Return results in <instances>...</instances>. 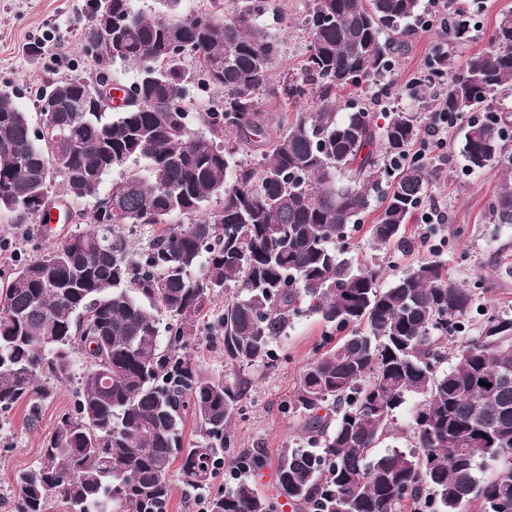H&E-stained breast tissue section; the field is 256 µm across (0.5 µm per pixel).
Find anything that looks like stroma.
I'll list each match as a JSON object with an SVG mask.
<instances>
[{"label": "stroma", "mask_w": 512, "mask_h": 512, "mask_svg": "<svg viewBox=\"0 0 512 512\" xmlns=\"http://www.w3.org/2000/svg\"><path fill=\"white\" fill-rule=\"evenodd\" d=\"M274 12L265 19L267 30L282 41L281 58L272 72L266 90L259 97V110L272 126L284 119L280 94L285 75L300 71L308 34L301 19L308 0H272ZM85 0H0V92L9 93L26 112L32 128H39L41 115L37 93L48 81L70 74L94 76L95 64L84 53L80 28L84 22ZM512 11V0H479L473 15L476 25L468 43L459 45L439 35L437 29L414 24L403 55L395 57L391 76L382 94L364 89L358 94L342 91L337 95L339 113L366 107L374 122H382L384 112L406 108L427 119L438 104L427 95L411 89L412 79L420 77L428 60L447 54L452 74H459L467 57L488 50L495 24L502 13ZM40 43L43 52L32 55L31 43ZM462 129L449 128L445 156L435 169L433 180L422 201L444 211L448 220L439 227L412 217L406 226L405 250L371 253L366 227L374 213H366L362 227L353 229L347 240L349 257L375 256L383 267L380 287H387L397 276L421 261L439 260L446 264L452 280L470 288L475 305L471 324H478L487 311H512V278L503 276L512 266V224L495 223L490 214L492 191L498 181L497 169L470 170L460 153ZM90 202L59 204V216L47 231L33 223H18L14 214L0 213V276L13 272L21 259L35 257L46 247L58 244L66 235L86 229L80 214ZM223 301H215L198 324V335L190 346L195 361L209 374L224 372V348L215 334ZM331 331L316 315L304 312L291 319L286 332L272 345L274 367L254 366L247 370L249 387L232 425L231 448L224 451V462L215 471L209 491L216 493L240 480L251 482L259 494L274 499L276 512H294L277 494L276 468L284 448L301 441V415L289 404L300 375ZM77 382H68L38 405L20 403L0 411V512H16L18 494L14 485L17 472L35 465L44 441L56 430L63 415L74 413ZM265 456L267 463L258 471L237 473L236 462L242 451Z\"/></svg>", "instance_id": "35a3bbf8"}]
</instances>
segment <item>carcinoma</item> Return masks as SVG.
I'll use <instances>...</instances> for the list:
<instances>
[{"label": "carcinoma", "mask_w": 512, "mask_h": 512, "mask_svg": "<svg viewBox=\"0 0 512 512\" xmlns=\"http://www.w3.org/2000/svg\"><path fill=\"white\" fill-rule=\"evenodd\" d=\"M90 2L81 37L86 53L105 46L93 58L99 76H62L37 99L41 107L55 94L62 136L32 130L0 93V211L38 218L56 184L72 202L93 201L91 228L0 277L1 411L50 397L70 381L72 354L86 359L75 413L14 475L19 512H166L175 469L183 484L207 488L232 445L244 370L272 365L274 340L303 311L340 336L303 370L293 400L305 445L282 453L277 485L296 512H512V314L491 313L474 329L472 293L442 262H421L381 288L380 266L342 247L375 199L369 248L403 238L433 177L376 154L406 155L421 134L416 113L392 111L379 127L363 107L336 112L337 92L387 79L420 0H311L301 74L282 83L295 116L275 131L258 110L281 53L261 25L268 0H210L192 13L183 0H157L154 14L132 0H98L109 25ZM471 30L454 11L452 38L464 42ZM117 67L136 72L137 101L113 112L96 98ZM195 84L217 92L198 113L202 131L189 123ZM510 85L512 13L440 105L473 111ZM474 88L484 96H470ZM310 100L315 108L301 109ZM509 127L512 113L499 111L461 136L470 169L500 172L490 206L498 224H512ZM138 159L149 176L127 169ZM115 170L121 176L101 192ZM213 198L221 207L204 211ZM173 215L187 222L172 224ZM128 224L156 231L136 249L121 232ZM228 292L225 374L213 376L187 347ZM450 353L451 366L438 370ZM414 396L411 446L377 451ZM189 414L198 445L183 440ZM206 512L273 510L240 481L210 497Z\"/></svg>", "instance_id": "obj_1"}]
</instances>
